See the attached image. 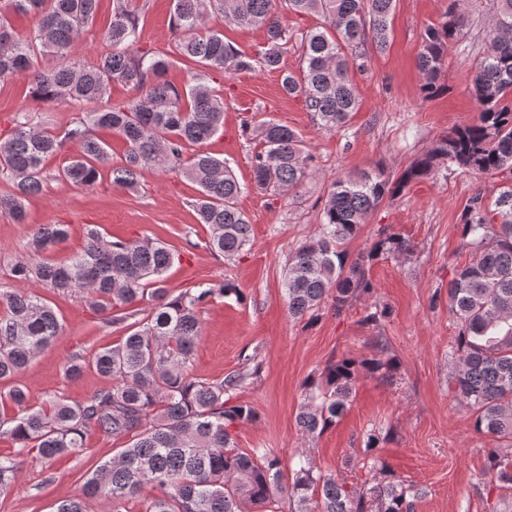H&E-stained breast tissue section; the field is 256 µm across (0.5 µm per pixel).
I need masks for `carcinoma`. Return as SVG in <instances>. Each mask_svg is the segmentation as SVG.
Instances as JSON below:
<instances>
[{
    "label": "carcinoma",
    "mask_w": 512,
    "mask_h": 512,
    "mask_svg": "<svg viewBox=\"0 0 512 512\" xmlns=\"http://www.w3.org/2000/svg\"><path fill=\"white\" fill-rule=\"evenodd\" d=\"M98 2L0 0V81L27 74L32 96L83 107V117L66 133L79 153L58 178L92 185L106 169L112 185L134 189L145 169L182 176L197 187L193 206L197 223L210 230L206 248L229 258L251 239V224L238 206L247 187L224 159L199 149L224 126V98L206 78L213 72L280 70L292 39L280 14L312 15L317 23L300 35V73H282L281 85L287 95L303 99L319 129H341L359 106L350 71L367 67L368 45L386 48L396 7V0H173L171 51L140 48L134 0H113L104 30L111 50L81 65L72 46L96 21ZM485 2L491 27L473 77L476 116L437 137L394 179L380 168L336 178L318 232L288 255L282 289L295 318H316L328 299L342 312L372 294L369 272L375 263L411 249L405 236L386 225L368 250L349 258L347 243L386 198L445 163L478 175L511 174L493 201L478 193L465 207L460 249L471 252V260L455 268L448 282V310L459 328L448 351L454 391L472 408L477 432L505 441L486 453L481 487L489 499L512 485V0ZM16 15L37 19L31 34L15 31ZM226 23L265 30L257 56L225 39ZM461 44L470 47L466 20L457 0H450L439 21L425 28L417 56L424 98L441 91L448 49ZM176 56L196 70L194 82L182 90L165 79ZM114 85L135 95L112 104ZM99 130L125 141L120 164H112L111 147L97 136ZM253 130L262 148L252 158V186L286 192L299 185L311 155L298 133L266 118L255 121ZM191 146L198 151L186 159ZM60 147L55 134L28 120L16 121L0 137V172L13 183L12 192L0 197V209L17 222L25 220V201L42 190L45 161ZM66 235L65 224L36 228L30 260L15 263L11 276L18 283L35 277L58 291L79 290L112 323L125 324L123 340L93 358L112 385L74 404L33 406L20 387L0 392V438L11 440L17 454L34 452L47 462L82 452L90 429L129 442L91 473L82 497L59 502L55 512H87L85 500L95 497L116 512L146 487L153 494L143 512H280L283 492L296 503L294 512H414L424 490L406 484L377 455L386 438L376 431L364 440L363 454L375 471L367 488H351L309 460L289 473L273 452L237 447V429L256 419L250 405L230 404L245 375L202 380L191 373L190 361L201 336L200 308L217 294L240 298L241 289L225 283L170 295L162 283L175 254L165 244L149 238L109 241L95 228L88 229L79 252L55 263L46 253ZM148 293L157 303L137 320L132 307ZM60 328L41 296L24 289L0 292V380L23 371ZM391 376L388 362L378 358L334 357L305 384L297 425L311 437L322 434L343 418L360 379ZM19 471L17 458L0 457V496L8 494Z\"/></svg>",
    "instance_id": "cac0c4a2"
}]
</instances>
